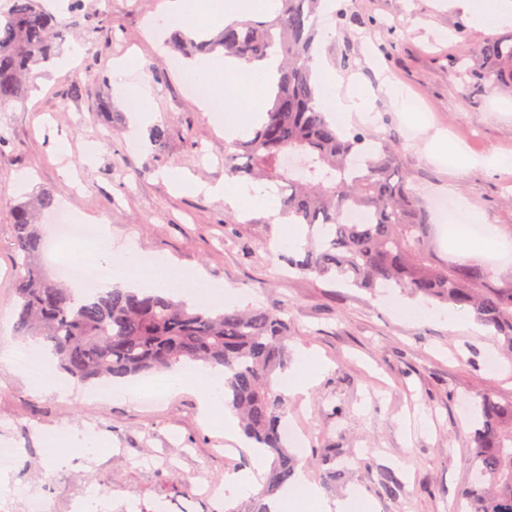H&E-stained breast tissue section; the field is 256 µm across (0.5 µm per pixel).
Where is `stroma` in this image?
<instances>
[{
    "instance_id": "1",
    "label": "stroma",
    "mask_w": 512,
    "mask_h": 512,
    "mask_svg": "<svg viewBox=\"0 0 512 512\" xmlns=\"http://www.w3.org/2000/svg\"><path fill=\"white\" fill-rule=\"evenodd\" d=\"M165 0H82L63 8L55 23L64 37L59 56L36 70L24 107L0 111V441L16 458L9 466L16 501L29 483L45 495L69 492L82 481L105 512H154L166 500L175 512H224L212 492L225 473L252 469L246 450H229L222 425L205 417L196 392L166 395L152 405L99 396L94 384L72 382L68 392L33 389L18 357L29 346L14 327L12 281L19 260L13 248L11 207L26 195L50 189L57 201L44 216H92L108 225L113 272L130 254L166 264L175 273L203 270L212 286L235 290L240 307L286 309L290 355H314L322 372L307 399L293 398L285 415L302 436L295 451L302 467L329 500L354 494L377 512H454L469 472L473 407L493 391L512 397V360L500 356L487 328L473 329L464 309L417 320L420 299L400 289L372 294L331 278L289 268L284 226L267 209L232 206L205 192H184L167 180L180 172L196 181L230 183L224 169V121L262 108L258 84L229 90L214 80L222 117H212L195 96L183 60L155 27ZM344 26L327 18L322 64L336 72L338 95L363 90L369 119L362 126L385 136L399 151L412 187L423 201L449 199L474 223L489 226L484 258L512 271V94L463 90L452 70L456 26L467 15L455 0H335ZM107 31H99L102 20ZM77 56L75 67L64 61ZM80 95H72L73 85ZM143 87L151 123L136 125L121 87ZM400 92L415 109H401ZM112 104L111 123L97 110ZM169 133L166 154L149 143L152 124ZM458 150L444 158L439 137ZM493 156L494 167H472V157ZM28 186L18 189L17 178ZM496 366H489L490 357ZM81 430L96 441L93 452L68 446L43 452L47 436ZM338 449L336 480L324 477L326 449ZM69 458L56 467L57 457ZM396 480L387 496L386 478ZM206 497L187 498L189 486Z\"/></svg>"
}]
</instances>
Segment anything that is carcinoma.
<instances>
[{
	"mask_svg": "<svg viewBox=\"0 0 512 512\" xmlns=\"http://www.w3.org/2000/svg\"><path fill=\"white\" fill-rule=\"evenodd\" d=\"M266 21H233L204 38L174 32L170 48L184 57L221 53L250 65L279 59L274 92L252 137L224 152V169L252 180L280 181L279 217L305 229L299 272L357 288H401L438 305L467 308L512 351V275L482 263L436 261L432 225L396 149L365 128L344 133L319 102L315 76L321 0H276ZM454 63L481 88L512 92V34L469 44L456 27ZM59 31L36 0H10L0 18V108L25 99L34 67L57 52ZM166 153L167 128L151 131ZM55 198L44 189L11 212L21 270L12 282L17 332L55 357L81 382L134 378L193 362L224 371V399L247 439L273 456L251 512L290 481L300 459L286 441L287 399L274 387L288 362V320L277 308H193L174 296L111 288L79 300L42 263L47 233L39 215ZM361 211L367 222L353 224ZM463 512H512V398L481 397Z\"/></svg>",
	"mask_w": 512,
	"mask_h": 512,
	"instance_id": "cac0c4a2",
	"label": "carcinoma"
}]
</instances>
